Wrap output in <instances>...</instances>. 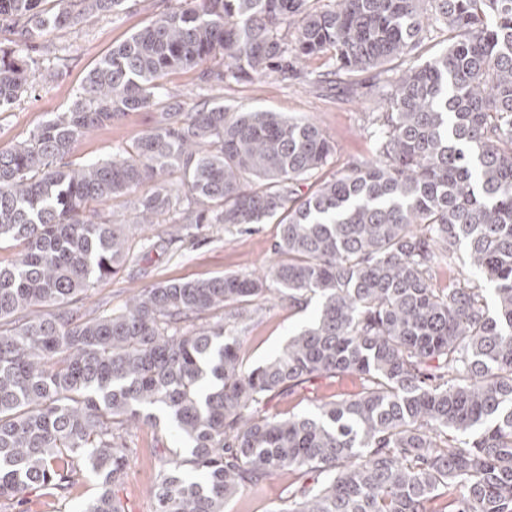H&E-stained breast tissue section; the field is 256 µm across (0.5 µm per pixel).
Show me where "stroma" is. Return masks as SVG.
Masks as SVG:
<instances>
[{"mask_svg": "<svg viewBox=\"0 0 512 512\" xmlns=\"http://www.w3.org/2000/svg\"><path fill=\"white\" fill-rule=\"evenodd\" d=\"M174 4L175 0H125L123 7L115 12L40 36L39 44L53 51L64 50L67 59L53 79L34 81L27 92L0 111V148L7 149L23 141L71 106L89 71L112 46L149 25ZM377 81L376 72L369 71L360 75L354 89H327L300 79L285 80L272 73L252 80L231 79L225 81L223 88L211 91L201 88L197 70L179 69L170 72L164 84L173 101L189 104L220 99L229 107L272 110L316 122L332 137L336 149L314 179L301 183L300 191L305 194L313 189L315 180L332 177L347 169L350 163L370 158L373 142L366 127L371 113L381 109L373 91ZM157 118L158 110L154 107L129 113L79 140L70 160L83 164L111 159L113 146H132ZM278 237L279 226L270 221L247 229L229 224H202L192 227L189 236L171 243L134 241L136 261L111 280L98 284L92 306L100 312L118 311L132 291L143 286L253 271L270 257ZM252 306L251 319L239 324L238 330L245 338L248 364L257 365L278 355L291 335L315 319L319 301L309 299L303 308L296 310L284 303L270 306L259 299ZM361 388V380L353 375L317 378L299 386L292 394L274 398L266 410L285 417L312 410L316 405L359 392ZM151 436V429L140 432L138 446L142 463L130 472L118 491L125 512H151L147 493L152 481ZM287 496L288 478L276 474L261 494L236 497L225 505L224 512H276Z\"/></svg>", "mask_w": 512, "mask_h": 512, "instance_id": "stroma-1", "label": "stroma"}]
</instances>
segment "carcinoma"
Here are the masks:
<instances>
[{"instance_id":"carcinoma-1","label":"carcinoma","mask_w":512,"mask_h":512,"mask_svg":"<svg viewBox=\"0 0 512 512\" xmlns=\"http://www.w3.org/2000/svg\"><path fill=\"white\" fill-rule=\"evenodd\" d=\"M176 0L87 75L78 100L0 150V512L31 493L82 512H124L117 491L152 430L153 512H224L290 475L277 512H512V0ZM124 0H0V108L36 80L33 38ZM439 25L445 51L387 80L373 157L302 195L335 150L280 112L162 104V80L277 73L354 84L416 55ZM329 54V74L303 63ZM132 149L75 166V144L151 105ZM135 223L280 225L261 274L146 286L123 310L85 309L94 283L134 261L112 201ZM467 260L457 263L458 251ZM448 266V287L433 279ZM494 287L488 305L483 285ZM269 293L314 323L256 367L234 319ZM363 388L286 418L264 406L316 377ZM189 444H165L168 435Z\"/></svg>"}]
</instances>
